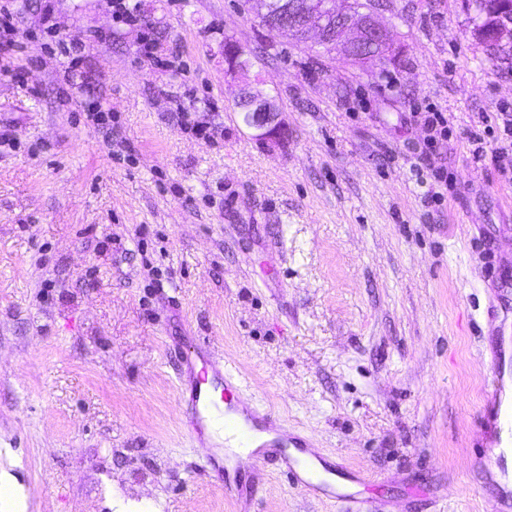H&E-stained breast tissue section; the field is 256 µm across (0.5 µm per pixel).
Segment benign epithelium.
<instances>
[{"instance_id":"1","label":"benign epithelium","mask_w":512,"mask_h":512,"mask_svg":"<svg viewBox=\"0 0 512 512\" xmlns=\"http://www.w3.org/2000/svg\"><path fill=\"white\" fill-rule=\"evenodd\" d=\"M467 9L474 12L471 36L478 42L491 37L490 50L505 59L512 57V19L503 12L512 8L507 0H465ZM276 34H288L318 43L337 56L350 60H364L365 67L374 69L379 63V51L392 49L389 32L370 11L359 17L354 0H310L304 9L287 20L279 22ZM274 100L260 95L252 102L254 126L266 129L275 137L283 130L278 121Z\"/></svg>"}]
</instances>
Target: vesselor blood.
<instances>
[{
	"mask_svg": "<svg viewBox=\"0 0 512 512\" xmlns=\"http://www.w3.org/2000/svg\"><path fill=\"white\" fill-rule=\"evenodd\" d=\"M194 353L202 367L196 376L181 382L185 391L181 423L197 446L205 449L206 462L220 481L225 499L236 502L241 498L236 478L241 468H258L270 454L279 453L293 485L327 505L354 499L356 512H385L381 500L355 498L347 492V485L361 483L360 472L328 462L310 441L275 432L247 398L239 370L224 361L209 342L197 344ZM491 371L492 403L484 419L494 425L495 441L486 458L505 477L512 473L506 466V455L512 451V403L507 400L512 392V337H499ZM263 430L274 432V439L259 441L257 434Z\"/></svg>",
	"mask_w": 512,
	"mask_h": 512,
	"instance_id": "obj_1",
	"label": "vessel or blood"
}]
</instances>
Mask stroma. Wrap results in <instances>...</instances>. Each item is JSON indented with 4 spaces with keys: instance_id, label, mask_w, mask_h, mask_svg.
I'll use <instances>...</instances> for the list:
<instances>
[{
    "instance_id": "obj_1",
    "label": "stroma",
    "mask_w": 512,
    "mask_h": 512,
    "mask_svg": "<svg viewBox=\"0 0 512 512\" xmlns=\"http://www.w3.org/2000/svg\"><path fill=\"white\" fill-rule=\"evenodd\" d=\"M384 69L269 33L242 0H16L0 72V469L25 512H328L279 463L225 500L179 419L175 367L208 340L289 434L360 470L395 512H500L477 459L489 395L485 258L512 263V183L460 131L496 126L512 64L470 35L464 0H381ZM84 45L77 69L53 51ZM161 70L137 53L144 31ZM256 51L231 76L224 41ZM273 97L286 135L237 106ZM457 135L443 211L418 160L425 104ZM111 113L116 156L85 117ZM194 113L214 131L196 138ZM133 0H113L112 18L118 26H135L140 22L138 3Z\"/></svg>"
}]
</instances>
